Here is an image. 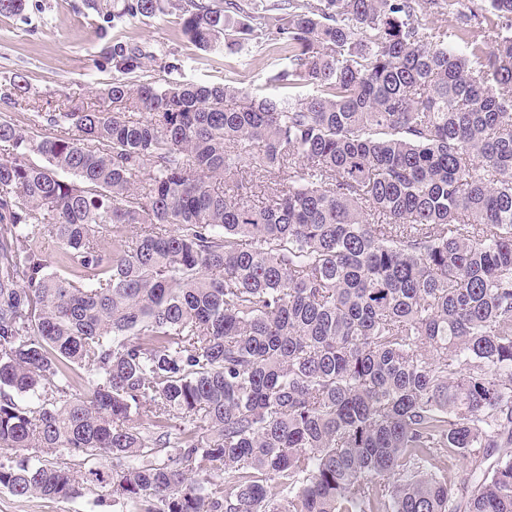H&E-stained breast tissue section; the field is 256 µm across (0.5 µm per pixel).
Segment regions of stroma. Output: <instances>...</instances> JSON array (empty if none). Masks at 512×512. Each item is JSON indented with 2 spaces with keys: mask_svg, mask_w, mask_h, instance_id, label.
Instances as JSON below:
<instances>
[{
  "mask_svg": "<svg viewBox=\"0 0 512 512\" xmlns=\"http://www.w3.org/2000/svg\"><path fill=\"white\" fill-rule=\"evenodd\" d=\"M139 46L149 53L146 68L133 74L136 82L165 79L243 88L266 93L267 74L285 63L281 46L249 45L227 54L196 47L182 33L181 16L166 8L153 18L136 19L100 30L85 0H28L23 15H0V116L11 117L31 131L40 130L41 113L65 104L97 102L101 89L115 74L104 64L113 45ZM166 62L177 70L163 72ZM29 84L30 102L14 104L7 94L14 74ZM0 512H117L105 489L92 487L82 496L52 499L18 496L0 488Z\"/></svg>",
  "mask_w": 512,
  "mask_h": 512,
  "instance_id": "1",
  "label": "stroma"
}]
</instances>
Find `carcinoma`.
<instances>
[{
  "label": "carcinoma",
  "instance_id": "cac0c4a2",
  "mask_svg": "<svg viewBox=\"0 0 512 512\" xmlns=\"http://www.w3.org/2000/svg\"><path fill=\"white\" fill-rule=\"evenodd\" d=\"M89 6L116 25L165 0ZM450 6L280 0L272 31L187 0L190 42L281 41L266 84L300 92L133 83L146 53L117 44L107 105L45 112L42 136L0 117V487L512 512V0L423 23Z\"/></svg>",
  "mask_w": 512,
  "mask_h": 512
}]
</instances>
